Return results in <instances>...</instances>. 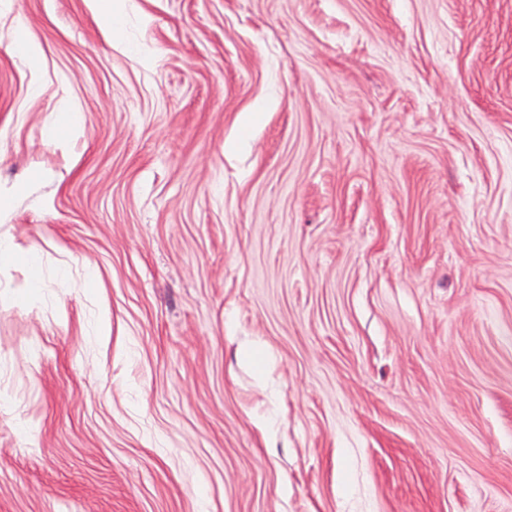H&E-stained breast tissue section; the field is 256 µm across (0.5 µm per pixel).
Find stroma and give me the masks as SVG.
I'll return each instance as SVG.
<instances>
[{"label":"stroma","mask_w":512,"mask_h":512,"mask_svg":"<svg viewBox=\"0 0 512 512\" xmlns=\"http://www.w3.org/2000/svg\"><path fill=\"white\" fill-rule=\"evenodd\" d=\"M0 193V512H512V0H0ZM124 0H94V8L100 23L111 33L116 32ZM38 249L30 248L27 251H19L15 248L11 236L6 232H0V268L2 266L24 265L30 271L29 291L35 292L41 288L42 281L37 263Z\"/></svg>","instance_id":"stroma-1"}]
</instances>
